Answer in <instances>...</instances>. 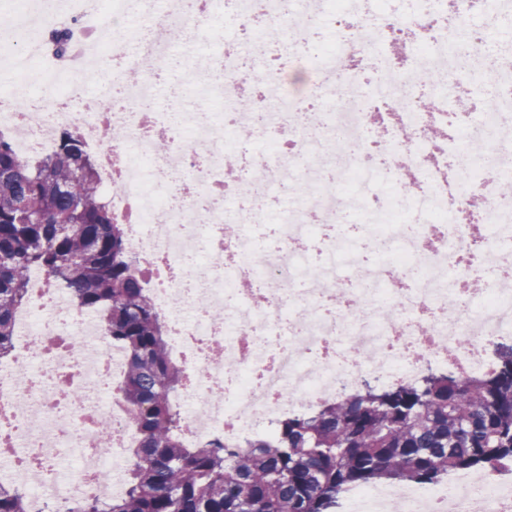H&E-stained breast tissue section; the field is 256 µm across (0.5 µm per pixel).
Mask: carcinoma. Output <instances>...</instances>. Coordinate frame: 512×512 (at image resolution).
Masks as SVG:
<instances>
[{"label":"carcinoma","mask_w":512,"mask_h":512,"mask_svg":"<svg viewBox=\"0 0 512 512\" xmlns=\"http://www.w3.org/2000/svg\"><path fill=\"white\" fill-rule=\"evenodd\" d=\"M48 48L75 51L52 29ZM99 314L125 353L120 401L138 440L124 492L109 500H64L53 512H337L356 486L433 485L451 473L512 469V345L492 369L465 376L430 371L414 383L362 389L314 412L288 414L267 438L196 446L180 436L172 396L184 371L168 352L164 324L135 268L123 225L99 187L82 136L64 129L55 151L23 161L0 136V359L13 351L15 318L30 271ZM0 512H31L27 491L0 484Z\"/></svg>","instance_id":"obj_1"}]
</instances>
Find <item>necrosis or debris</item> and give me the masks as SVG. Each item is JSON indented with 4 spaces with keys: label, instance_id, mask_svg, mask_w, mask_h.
Returning <instances> with one entry per match:
<instances>
[{
    "label": "necrosis or debris",
    "instance_id": "obj_1",
    "mask_svg": "<svg viewBox=\"0 0 512 512\" xmlns=\"http://www.w3.org/2000/svg\"><path fill=\"white\" fill-rule=\"evenodd\" d=\"M14 25L0 63V131L25 160L81 132L115 223L163 318L185 378L173 400L187 445L237 442L263 424L426 365L477 375L512 338V0H0ZM153 19L130 52L122 23ZM233 20L224 40L217 15ZM328 22L319 42L314 21ZM208 31L187 53L200 85L223 76V112L159 103L170 22ZM54 24L95 41L59 63ZM484 42L482 59L471 46ZM104 81L91 74L103 60ZM253 109L239 111L246 87ZM468 109L457 108L460 96ZM124 138L108 143L107 127ZM168 142L155 149L156 134ZM245 217L250 228L226 237ZM348 224L345 233L335 226ZM275 228L276 241L265 244ZM125 363L96 314L32 270L14 354L0 362V482L33 503L125 486L136 432L116 398ZM110 418L112 428L98 424ZM512 482L364 487L347 512H502Z\"/></svg>",
    "mask_w": 512,
    "mask_h": 512
}]
</instances>
